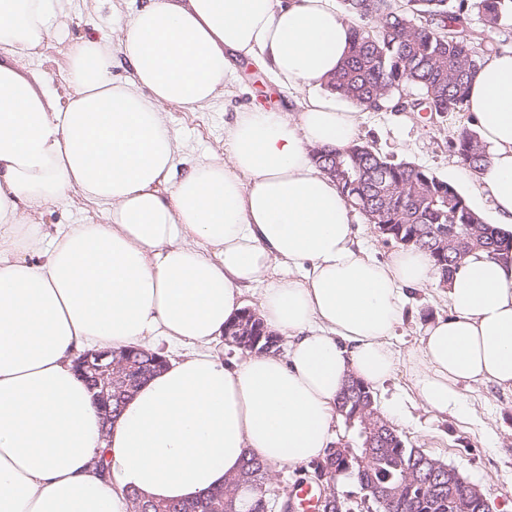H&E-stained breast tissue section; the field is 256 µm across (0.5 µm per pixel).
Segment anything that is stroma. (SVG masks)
Here are the masks:
<instances>
[{"mask_svg": "<svg viewBox=\"0 0 512 512\" xmlns=\"http://www.w3.org/2000/svg\"><path fill=\"white\" fill-rule=\"evenodd\" d=\"M113 0H67L70 14L61 36L50 38L32 66L45 74L58 91H65V69L72 46L87 38L112 37ZM228 101L204 108L163 106L161 112L170 131L184 145L177 169L185 171L200 158L224 156V109L252 102L267 106L288 105V93L279 91L267 75L249 64H239L230 85ZM469 112L436 115L396 107L363 111L360 142L397 161L433 172L468 192L472 173L459 161L448 142L462 129H474ZM103 212L81 196L49 204L42 221L46 224H99ZM449 312L442 285L410 292L403 320L391 339L396 351L407 352L420 344L424 326ZM463 415L443 414L424 408L416 399L405 371L374 395L379 408L396 405L401 411L393 426L410 446L455 467L478 485L491 501L494 512L512 505V392L484 383L461 385Z\"/></svg>", "mask_w": 512, "mask_h": 512, "instance_id": "1", "label": "stroma"}]
</instances>
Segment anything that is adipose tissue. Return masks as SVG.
Masks as SVG:
<instances>
[{
    "label": "adipose tissue",
    "mask_w": 512,
    "mask_h": 512,
    "mask_svg": "<svg viewBox=\"0 0 512 512\" xmlns=\"http://www.w3.org/2000/svg\"><path fill=\"white\" fill-rule=\"evenodd\" d=\"M65 19L64 0H0V512H129L130 488L191 503L248 456L324 459L344 382L375 389L402 364L441 412L460 410L464 383L512 390L510 262L466 257L449 314L406 357L392 347L409 291L438 273L414 246L375 258L312 157L360 132L358 107L322 90L351 37L333 0H145L115 12L117 42L71 48L61 95L22 62ZM116 50L130 80L111 76ZM240 62L298 92L299 111L237 113L223 160L176 177L181 146L161 105L211 104ZM466 108L491 149L471 191L507 237L512 50L485 60ZM73 193L104 223H40ZM252 288L288 351L224 362L209 346ZM133 344L182 355L104 425L73 361Z\"/></svg>",
    "instance_id": "1"
}]
</instances>
